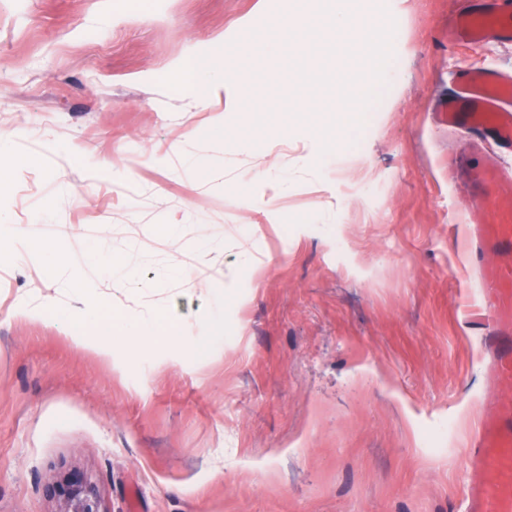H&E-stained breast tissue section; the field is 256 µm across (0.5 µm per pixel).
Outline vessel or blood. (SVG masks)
<instances>
[{
	"label": "vessel or blood",
	"mask_w": 512,
	"mask_h": 512,
	"mask_svg": "<svg viewBox=\"0 0 512 512\" xmlns=\"http://www.w3.org/2000/svg\"><path fill=\"white\" fill-rule=\"evenodd\" d=\"M512 35V26L493 8L462 12L448 28L450 42L479 45ZM467 98L440 103L441 120L465 126L512 149V81L493 79L481 70L466 71ZM479 217L469 228L470 261L479 274L485 315L472 324L492 353L495 380L512 386V204L496 194L477 199ZM467 512H512V397L490 402L469 455Z\"/></svg>",
	"instance_id": "1"
}]
</instances>
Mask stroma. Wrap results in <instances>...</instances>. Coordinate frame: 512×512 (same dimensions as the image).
I'll use <instances>...</instances> for the list:
<instances>
[{
	"instance_id": "1",
	"label": "stroma",
	"mask_w": 512,
	"mask_h": 512,
	"mask_svg": "<svg viewBox=\"0 0 512 512\" xmlns=\"http://www.w3.org/2000/svg\"><path fill=\"white\" fill-rule=\"evenodd\" d=\"M477 2L304 0L375 27L390 77L359 116L347 42L270 50L294 0H0V140L21 161L0 178V512H58L68 469L103 512H462L497 391L465 222L476 169L512 171L436 117L464 68L512 78V38L448 42ZM197 55L228 82L202 104L177 76ZM269 153L275 198L250 173ZM131 254L118 307L166 300L191 331L115 365L87 344L85 290Z\"/></svg>"
}]
</instances>
